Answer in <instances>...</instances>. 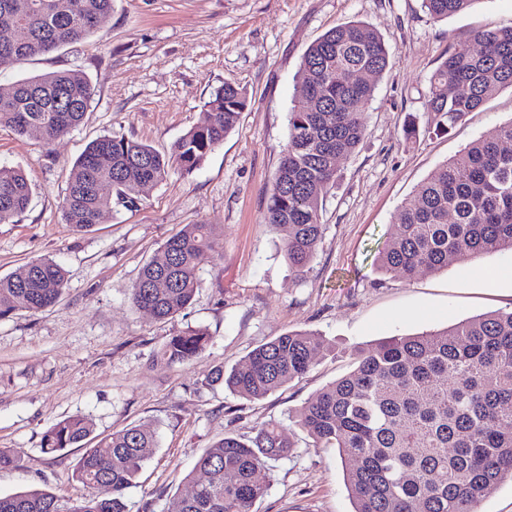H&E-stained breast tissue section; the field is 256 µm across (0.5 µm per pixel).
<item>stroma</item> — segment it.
I'll return each instance as SVG.
<instances>
[{"label":"stroma","mask_w":512,"mask_h":512,"mask_svg":"<svg viewBox=\"0 0 512 512\" xmlns=\"http://www.w3.org/2000/svg\"><path fill=\"white\" fill-rule=\"evenodd\" d=\"M350 20L384 36L392 63L366 107L363 141L339 161L334 185L323 192V237L297 273L282 233L262 222L265 193L288 140L302 57ZM498 25H512V0H475L440 22L421 0H112L86 39L0 68V93L31 75L72 69L94 86L83 122L52 143L0 127V165L22 169L33 186L28 208L0 224V276L38 258L67 273L57 304L0 319V448L21 453L18 468L0 470V494L41 488L66 506L81 498L84 489L71 478L81 449L47 454L41 441L58 421L85 415L103 435L156 428L158 445L125 502L128 512H172L174 499L191 492L186 476L207 448L274 420L290 429L295 448L273 462L253 512H352L351 461L313 447L294 423L296 412L381 338L512 310L510 251L408 280L375 267L401 206L427 175L512 122L506 88L451 133L402 135L407 119L427 124L423 95L440 57L451 48L475 50V32ZM227 81L246 91L249 104L198 169L172 172L137 209L105 213L91 232L65 223L68 174L91 141L123 135L169 152L206 121L212 90ZM188 224L210 225L218 252L200 270L189 308L154 320L133 306L129 290ZM189 327L209 331L206 351L184 365L157 366L155 350ZM291 331L315 332L330 344L302 379L260 401L205 388L215 366L242 364L257 345Z\"/></svg>","instance_id":"35a3bbf8"}]
</instances>
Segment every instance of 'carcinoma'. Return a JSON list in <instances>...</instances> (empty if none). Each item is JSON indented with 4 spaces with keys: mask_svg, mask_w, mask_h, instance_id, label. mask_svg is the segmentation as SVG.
Returning <instances> with one entry per match:
<instances>
[{
    "mask_svg": "<svg viewBox=\"0 0 512 512\" xmlns=\"http://www.w3.org/2000/svg\"><path fill=\"white\" fill-rule=\"evenodd\" d=\"M477 0H422L434 20L469 9ZM112 0H0L5 22L26 30L22 41L0 33V67L48 53L90 36ZM474 52L448 50L429 78L424 108L428 133L449 132L500 90L512 88V25L474 34ZM390 65L384 37L361 22L341 23L306 50L288 112V141L266 191L263 223L284 232L283 249L298 272L322 239V191L336 177V161L365 135V105ZM94 87L80 70L22 79L0 97V126L48 142L78 127ZM248 104L231 82L214 89L208 119L191 127L162 154L123 135L93 140L69 174L65 223L90 232L101 216L139 206L145 190L171 170L191 173L224 142ZM33 189L24 173L0 166V223L25 211ZM417 202L403 206L399 232L376 256L382 274L405 279L453 262L512 251V122L493 128L440 165L420 184ZM207 224H188L168 238L130 289L132 304L159 321L192 303L202 266L215 258ZM65 270L48 258L32 260L0 278V318L56 304ZM211 336L189 327L155 352L161 367L186 364ZM319 334L288 332L257 346L244 365H220L204 387L222 385L261 400L306 375ZM316 448H335L357 465L346 473L354 512H477L478 504L512 480V311L465 319L448 329L381 339L359 352L356 366L324 386L296 414ZM93 440L74 465L72 480L85 497L62 508L58 497L33 488L0 496V512H126L132 487L156 431L134 425L104 436L87 416L50 428L42 449L56 453ZM294 443L267 421L248 438L229 434L198 458L187 475L195 490L174 512H253L269 488V463L288 457Z\"/></svg>",
    "mask_w": 512,
    "mask_h": 512,
    "instance_id": "obj_1",
    "label": "carcinoma"
}]
</instances>
